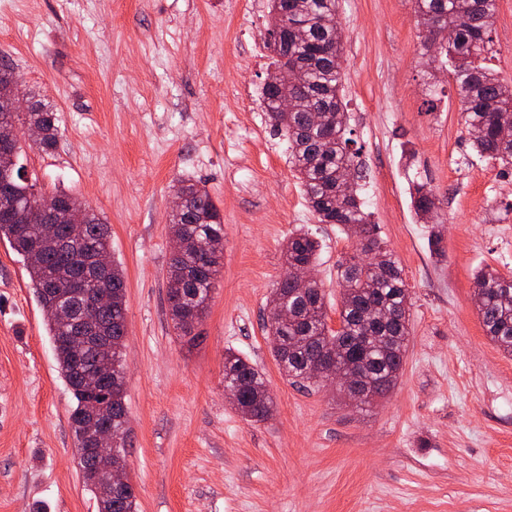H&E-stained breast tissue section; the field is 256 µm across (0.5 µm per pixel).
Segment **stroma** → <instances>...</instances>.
<instances>
[{
    "instance_id": "35a3bbf8",
    "label": "stroma",
    "mask_w": 512,
    "mask_h": 512,
    "mask_svg": "<svg viewBox=\"0 0 512 512\" xmlns=\"http://www.w3.org/2000/svg\"><path fill=\"white\" fill-rule=\"evenodd\" d=\"M342 94L361 197L402 269L411 339L397 385L360 408L300 388L264 328L299 229L336 264L357 238L319 223L258 100L271 70L268 0H0V60L49 102L61 136L19 159L41 193L108 224L125 272L128 476L137 512H512V357L488 339L473 275L512 272V170L473 152L455 84L423 54L410 0H337ZM485 63L512 86V0H496ZM204 184L224 217L208 310L177 335L167 303L173 187ZM436 198L444 258L411 206ZM258 367L272 416L224 395V353ZM21 257L0 241V512H97Z\"/></svg>"
}]
</instances>
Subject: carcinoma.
<instances>
[{"label": "carcinoma", "instance_id": "carcinoma-1", "mask_svg": "<svg viewBox=\"0 0 512 512\" xmlns=\"http://www.w3.org/2000/svg\"><path fill=\"white\" fill-rule=\"evenodd\" d=\"M413 4L422 28L440 24L455 31L454 42L445 51L451 61L448 77L458 90L467 127L478 132L472 139L473 151L512 167V140L501 142L503 131H512V88L482 62L490 49L495 0H413ZM269 9L266 42L279 40L288 56V78L276 90L262 88L266 123L273 134L288 142L289 163L319 222L335 224L348 235H364L369 244L337 264L342 286L337 312L343 328L334 332L324 322L322 282L316 279L297 287L291 281L293 270L318 262L321 244L303 230L288 237L283 248L285 273L269 299V309H288V321L269 315L265 327L272 338V354L285 376L310 386L318 384L307 374L308 363L331 346L338 365L347 370L353 367L360 374L368 391L365 404L370 405L399 379L410 337L409 308L399 262L378 238L376 225L370 222L359 196L362 176H357L351 187L345 178L348 166L361 163L355 162V153L349 148V115L340 96L342 34L336 31V0H270ZM299 25L308 31V40L302 44L291 37L293 27ZM285 91L295 99L292 112L278 109ZM19 125L39 129L40 151L48 154L55 150L59 120L48 104L42 102L24 112H0V134ZM34 187L35 183L16 176L11 200L25 205L35 197ZM176 193L186 198L189 207L185 213L169 215L171 237L181 241L182 249L172 252L169 259L167 302L177 335L185 336L188 317L199 319L208 309L224 251V224L204 185L182 181ZM410 195L420 220L426 224L437 220L435 197L425 184H414ZM68 230L69 225L59 224L49 233L39 224L0 215V240H7L22 257L52 342L78 334L77 327L59 315L66 301L76 300L67 288L76 284L108 294L98 313L107 349H89L80 360L66 348L56 349L59 373L74 397L70 423L75 444L87 448L88 426L94 420H108L112 429L123 435L128 430L125 384L108 385L93 397L81 382L85 371L125 379V284L116 262L105 268L96 265L97 255H109L112 250L109 226L99 214H92L75 238H68ZM474 293L481 297L477 311L486 336L512 356V277L481 268L474 275ZM224 379L238 388L234 406L244 418L257 423L272 415L273 399L263 373L231 349L224 354ZM77 465L97 501L98 512H135L132 485L112 487L91 457H77Z\"/></svg>", "mask_w": 512, "mask_h": 512}]
</instances>
